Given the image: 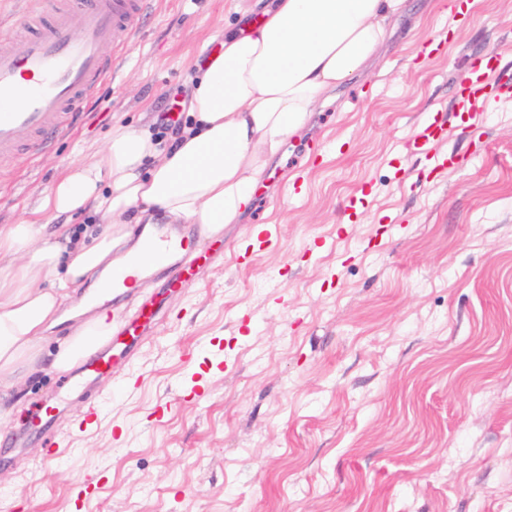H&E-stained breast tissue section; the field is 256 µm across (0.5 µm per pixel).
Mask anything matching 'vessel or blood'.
Returning <instances> with one entry per match:
<instances>
[{
	"label": "vessel or blood",
	"instance_id": "obj_1",
	"mask_svg": "<svg viewBox=\"0 0 512 512\" xmlns=\"http://www.w3.org/2000/svg\"><path fill=\"white\" fill-rule=\"evenodd\" d=\"M146 2L69 0L66 7L33 14L28 20L31 34L0 47V155L13 152L25 140L31 147H39L47 134L66 129L68 117L79 112L101 80L112 73L103 46L130 37ZM498 71L497 53L476 59L473 76L456 92L457 101L478 111L496 96ZM222 245L221 239L211 238L190 248L160 237L148 247L144 260L168 287L175 288ZM160 315L156 302L149 301L139 304L132 317L118 320L110 346L86 356L63 378L62 390L111 375L113 346L136 339ZM59 412L58 403L43 404L29 421L31 431L49 437Z\"/></svg>",
	"mask_w": 512,
	"mask_h": 512
}]
</instances>
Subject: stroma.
<instances>
[{
	"label": "stroma",
	"instance_id": "35a3bbf8",
	"mask_svg": "<svg viewBox=\"0 0 512 512\" xmlns=\"http://www.w3.org/2000/svg\"><path fill=\"white\" fill-rule=\"evenodd\" d=\"M255 0H151L114 75L50 147L0 161V226L116 122L160 135L212 36ZM446 36L440 56L422 43ZM499 55L481 112L451 92ZM445 140L413 149L423 124ZM273 243L249 251L258 225ZM166 315L72 394L45 447L47 371L0 421V512H512V0H405L381 56L312 113L188 285L149 278ZM99 403L92 424L81 418ZM59 412V404L57 402H49L43 404L39 409H37L29 421L30 430L34 434L44 438L48 443V447H52L54 445V443L51 442L49 435L55 425Z\"/></svg>",
	"mask_w": 512,
	"mask_h": 512
}]
</instances>
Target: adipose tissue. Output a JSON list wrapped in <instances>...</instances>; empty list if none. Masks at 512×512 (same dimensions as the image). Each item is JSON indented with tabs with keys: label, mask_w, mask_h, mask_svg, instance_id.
Here are the masks:
<instances>
[{
	"label": "adipose tissue",
	"mask_w": 512,
	"mask_h": 512,
	"mask_svg": "<svg viewBox=\"0 0 512 512\" xmlns=\"http://www.w3.org/2000/svg\"><path fill=\"white\" fill-rule=\"evenodd\" d=\"M404 0H275L258 21L224 37L188 102L191 123L170 148L149 130L113 126L104 146L74 162L42 199L59 217L92 210L100 232L72 235L20 221L0 227V418L38 372L71 370L105 345L115 319L104 286L124 270L143 284L154 219L195 225L204 238L238 223L269 159L319 103L383 50ZM74 321L57 352L46 339Z\"/></svg>",
	"instance_id": "obj_1"
}]
</instances>
